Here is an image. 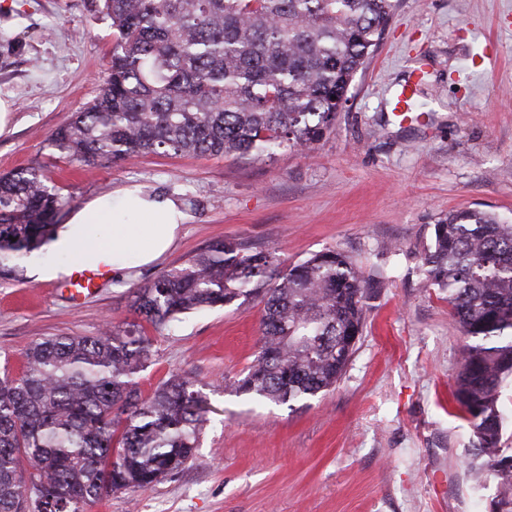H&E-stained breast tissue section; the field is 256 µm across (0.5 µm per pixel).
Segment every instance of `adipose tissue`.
<instances>
[{
  "label": "adipose tissue",
  "mask_w": 512,
  "mask_h": 512,
  "mask_svg": "<svg viewBox=\"0 0 512 512\" xmlns=\"http://www.w3.org/2000/svg\"><path fill=\"white\" fill-rule=\"evenodd\" d=\"M185 221L177 201L160 193L125 187L94 197L70 213L49 243L67 263L43 267L41 275L65 277L78 265L123 271L133 263H153L172 248ZM101 224L111 225V238L99 236Z\"/></svg>",
  "instance_id": "obj_1"
}]
</instances>
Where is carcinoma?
<instances>
[{
    "label": "carcinoma",
    "instance_id": "1",
    "mask_svg": "<svg viewBox=\"0 0 512 512\" xmlns=\"http://www.w3.org/2000/svg\"><path fill=\"white\" fill-rule=\"evenodd\" d=\"M393 0H103L114 44L99 95L50 138L90 169L145 154L262 160L310 150L332 130L356 74L379 46ZM63 200L40 167L0 176V272L58 227ZM16 241H11V238ZM465 337L455 399L473 457L497 479L493 512H512V453L501 398L512 378V223L448 212L420 255ZM367 278L328 250L289 266L276 252L216 240L133 291L162 329L193 311L257 301L262 336L235 391L294 403L336 385L362 332ZM153 355L140 325L30 345L0 375V512H85L111 493H145L189 464L206 401L173 375L142 396Z\"/></svg>",
    "mask_w": 512,
    "mask_h": 512
}]
</instances>
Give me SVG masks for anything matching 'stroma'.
<instances>
[{"label": "stroma", "mask_w": 512, "mask_h": 512, "mask_svg": "<svg viewBox=\"0 0 512 512\" xmlns=\"http://www.w3.org/2000/svg\"><path fill=\"white\" fill-rule=\"evenodd\" d=\"M384 39L358 72L334 129L309 152L253 161L148 154L86 172L56 158L50 135L99 93L112 56L101 0H0V175L47 167L72 211L141 187L187 215L171 251L105 276L84 301L59 263L34 251L0 276V367L22 372L47 336H94L104 318L131 323V291L217 239L276 251L285 265L333 249L370 278L363 333L336 385L293 405L228 390L257 352L262 304L199 310L162 330L145 326L152 364L143 395L179 374L206 400L196 456L143 494L117 493L86 512H491L497 481L475 482L472 428L453 398L464 340L447 293L428 287L419 255L448 211L512 217V0H395ZM419 119L394 111L416 67Z\"/></svg>", "instance_id": "stroma-1"}]
</instances>
